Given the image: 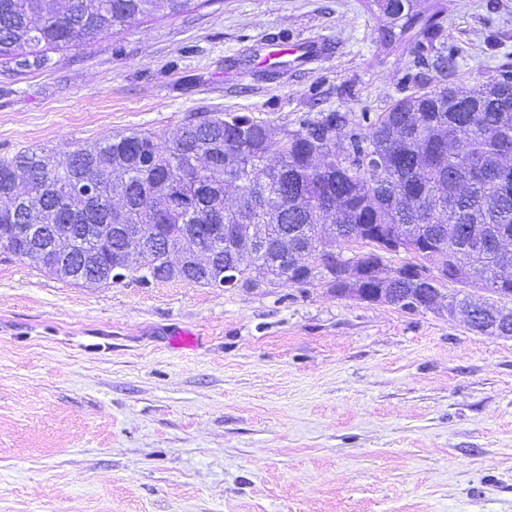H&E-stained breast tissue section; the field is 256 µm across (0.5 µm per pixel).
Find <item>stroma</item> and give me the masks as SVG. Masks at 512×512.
Instances as JSON below:
<instances>
[{
	"instance_id": "stroma-1",
	"label": "stroma",
	"mask_w": 512,
	"mask_h": 512,
	"mask_svg": "<svg viewBox=\"0 0 512 512\" xmlns=\"http://www.w3.org/2000/svg\"><path fill=\"white\" fill-rule=\"evenodd\" d=\"M380 3L194 0L48 69L0 63V157L193 112L356 122L512 68V0H416L442 37L392 45ZM0 512H512V339L320 282L75 285L0 255ZM320 45L316 42H301L293 46L287 47H274L265 58L264 62L272 64V60H277L285 56H295V59L304 61L307 58H312L320 52Z\"/></svg>"
}]
</instances>
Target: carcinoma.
<instances>
[{
	"mask_svg": "<svg viewBox=\"0 0 512 512\" xmlns=\"http://www.w3.org/2000/svg\"><path fill=\"white\" fill-rule=\"evenodd\" d=\"M192 0H0V62L48 67L54 55L91 46L145 18L176 17ZM399 21L389 39L413 31L434 42L440 25L411 10L410 0H385ZM512 75L489 76L460 98L448 89L417 90L392 102L365 126L341 141L345 112L307 119L296 129L274 127L253 116L197 112L169 139L155 132L118 133L64 155L44 148L0 158V252L29 256L28 243L13 225L38 210L40 243L47 247L44 272L73 284H110L114 246L129 244L139 227L146 276L211 287L220 267L187 268L172 274L153 240L180 237L196 251L207 244L203 226L222 229L270 224L272 229L254 266L270 269L265 288L306 286L324 278L326 252L336 240L361 239L368 250L340 260L358 277L327 285L338 295L364 288L375 297L385 286L377 277L382 253L406 252L419 263L448 267V280L496 291L499 270L512 275ZM242 125L251 138L239 143ZM372 153L380 167L361 156ZM275 159H270V155ZM197 172L183 175L190 158ZM98 181L92 196L76 186ZM284 233L310 259L304 267L282 269L277 235Z\"/></svg>",
	"mask_w": 512,
	"mask_h": 512,
	"instance_id": "carcinoma-1",
	"label": "carcinoma"
}]
</instances>
